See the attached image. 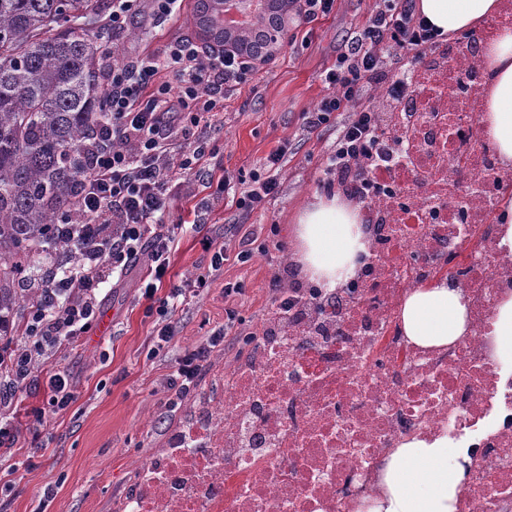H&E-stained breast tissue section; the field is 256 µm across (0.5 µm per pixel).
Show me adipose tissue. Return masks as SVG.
Segmentation results:
<instances>
[{"instance_id":"adipose-tissue-1","label":"adipose tissue","mask_w":512,"mask_h":512,"mask_svg":"<svg viewBox=\"0 0 512 512\" xmlns=\"http://www.w3.org/2000/svg\"><path fill=\"white\" fill-rule=\"evenodd\" d=\"M426 21L448 35L478 28L499 10V0H418ZM492 73L485 122L501 162L512 165V33L488 49ZM296 253L301 272L333 288L352 277L366 235L359 208L339 197H317L297 218ZM402 330L422 348L452 345L469 329L466 298L447 281L414 290L401 314ZM464 468L447 441L414 442L394 449L381 473L380 495L367 512H455Z\"/></svg>"}]
</instances>
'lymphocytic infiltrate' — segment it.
I'll list each match as a JSON object with an SVG mask.
<instances>
[{
  "label": "lymphocytic infiltrate",
  "instance_id": "f902f5d3",
  "mask_svg": "<svg viewBox=\"0 0 512 512\" xmlns=\"http://www.w3.org/2000/svg\"><path fill=\"white\" fill-rule=\"evenodd\" d=\"M438 40V32L417 14L414 0H381L351 49L328 72L329 93L304 115L313 130L333 123L337 113L347 115L325 155V185L342 188L362 205L381 190L371 177L375 167L388 169L411 159L399 138L387 135L375 92L387 88L389 102L407 112L423 110L414 84L404 73H392L388 60L405 58L406 71L424 67ZM267 53L257 34L247 46L228 51L206 49L181 38L169 42L161 54L140 57L132 64L113 58L112 70L103 80L108 118L88 146L87 172L76 197L80 225H111L112 237L103 244L88 243L79 266L56 268L46 278L42 302L32 311L29 340L11 359L12 383L37 370L47 348L75 342L93 328L101 286L110 276H124L140 261H148L144 294L157 297L170 253L186 228L185 221H166L174 178L180 171L203 172L214 151L205 129L223 111L226 92L249 74L248 56ZM283 156L280 149L269 154L263 171L250 173L251 188L244 195H237L230 175L221 179V190L235 196L238 207L251 210L264 205L278 191L275 173ZM202 244L210 255L207 268L170 283L165 297H158L160 318L152 330L157 347L169 344L175 335L171 315L209 288L225 262L234 258L245 263L252 256L244 248L229 254L208 237ZM75 292L81 295L80 303L57 316L59 301ZM223 342L224 331L219 328L184 351L158 400L164 412L178 411L186 399L198 394L212 354Z\"/></svg>",
  "mask_w": 512,
  "mask_h": 512
}]
</instances>
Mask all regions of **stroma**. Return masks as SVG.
Masks as SVG:
<instances>
[{"label":"stroma","mask_w":512,"mask_h":512,"mask_svg":"<svg viewBox=\"0 0 512 512\" xmlns=\"http://www.w3.org/2000/svg\"><path fill=\"white\" fill-rule=\"evenodd\" d=\"M197 0H182L176 19L157 18L143 8L127 22L115 42L125 61L160 52L170 41L190 37L203 41L188 26ZM377 6V0H336L328 17L304 25L297 38L286 39L275 60L224 99L207 135L216 146L206 167L211 177L263 169L277 148L285 155L277 171V195L264 207L238 208L209 188L206 178L179 174L169 202L179 218L187 201H202L203 234L180 237L170 256L173 281L192 277L209 262L200 240L210 237L237 248L244 233H254L253 257L247 264L228 261L207 291L172 316L175 336L159 353H152L153 319L142 296L146 263L130 269L124 280L101 294L100 315L107 333L90 331L77 342L51 350L49 365L69 374L76 399L60 412L47 409L46 377L35 373L16 393V435L0 446V512H111L126 490L137 464L159 447L185 411L163 413L156 405L167 376L183 352L222 326L226 308H236L242 325L228 331L224 346L213 357L202 391L213 397L224 390L217 369L240 361L238 349L245 332H260L272 312L269 282L281 266L277 243L294 240L299 211L313 197L325 195L322 159L336 140L335 126L306 127L303 115L327 94L326 73ZM238 282L241 294L225 297L224 286ZM39 447H32V440ZM52 498H44L45 487Z\"/></svg>","instance_id":"obj_1"}]
</instances>
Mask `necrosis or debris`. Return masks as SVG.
<instances>
[{
    "label": "necrosis or debris",
    "mask_w": 512,
    "mask_h": 512,
    "mask_svg": "<svg viewBox=\"0 0 512 512\" xmlns=\"http://www.w3.org/2000/svg\"><path fill=\"white\" fill-rule=\"evenodd\" d=\"M512 27V0L472 43L442 47L419 80L434 111L395 113L427 167L401 178L408 211L379 195L361 210L366 252L321 308L274 317L223 395L196 411L204 438L161 448L135 470L120 512H365L388 455L447 439L467 478L456 512H512V367L496 361L494 310L512 292L499 203L512 193L483 129L484 45ZM441 272L466 296L470 329L444 349L403 334L407 295Z\"/></svg>",
    "instance_id": "obj_1"
}]
</instances>
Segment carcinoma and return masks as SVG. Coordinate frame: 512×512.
<instances>
[{
  "instance_id": "obj_1",
  "label": "carcinoma",
  "mask_w": 512,
  "mask_h": 512,
  "mask_svg": "<svg viewBox=\"0 0 512 512\" xmlns=\"http://www.w3.org/2000/svg\"><path fill=\"white\" fill-rule=\"evenodd\" d=\"M91 0H0V348L20 342L41 289L16 284L41 247L76 265L82 243L62 230L84 175L83 155L107 117L110 67L89 28ZM216 4L192 14L217 27Z\"/></svg>"
}]
</instances>
